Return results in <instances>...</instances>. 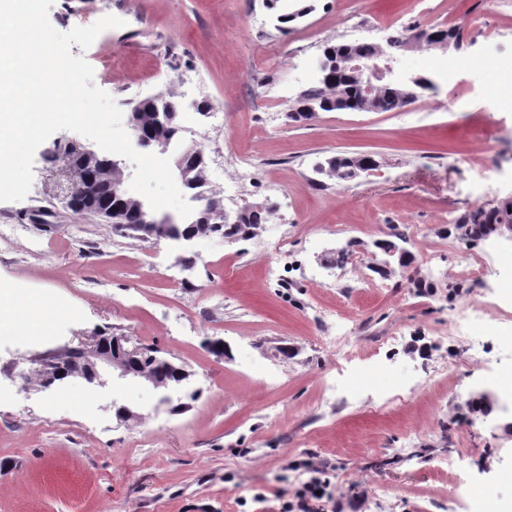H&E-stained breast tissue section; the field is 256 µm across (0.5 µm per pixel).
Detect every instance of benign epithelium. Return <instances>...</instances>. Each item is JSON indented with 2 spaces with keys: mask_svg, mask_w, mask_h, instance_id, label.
Segmentation results:
<instances>
[{
  "mask_svg": "<svg viewBox=\"0 0 512 512\" xmlns=\"http://www.w3.org/2000/svg\"><path fill=\"white\" fill-rule=\"evenodd\" d=\"M410 44L444 51L458 48L453 40L438 34L431 24L415 27L410 36ZM346 69L356 82L360 112L374 109L378 95L384 89L398 91L408 103L416 100L419 95L421 78L395 77L392 59L381 51L372 57L351 55ZM143 117L144 114L140 112L129 113L128 123L133 146L138 150L167 153L169 141L161 134V130L175 121L177 114L153 112L147 122ZM73 146L75 153L69 159L66 168L61 172L52 173L48 178L51 191L57 196L63 195L68 198L71 206L77 211L89 205L110 223L116 226L123 225L121 219L123 209L112 204L119 190V185L114 182L113 176H122V160L106 159L78 142L73 143ZM195 213L202 214L198 219L200 224L209 223V219L215 213L228 222L235 223L240 218L238 212L231 214L225 211L223 202L218 198H212L206 203L197 202ZM134 228L137 236L142 238L154 237L178 242H190L200 235H208L206 229L200 233L184 235L165 231L152 217L142 220L141 223L134 225ZM140 352L139 347L129 344L123 336H93L83 346L82 365L71 366L70 351L62 350L32 359V373L21 372L18 377L25 383L30 379L31 374L35 373L42 378L41 388L43 389H48L55 383L69 378H78L91 385L102 386L105 384V374L109 371L118 373L120 377L130 375L129 362L136 359Z\"/></svg>",
  "mask_w": 512,
  "mask_h": 512,
  "instance_id": "benign-epithelium-1",
  "label": "benign epithelium"
}]
</instances>
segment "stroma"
I'll use <instances>...</instances> for the list:
<instances>
[{
	"label": "stroma",
	"mask_w": 512,
	"mask_h": 512,
	"mask_svg": "<svg viewBox=\"0 0 512 512\" xmlns=\"http://www.w3.org/2000/svg\"><path fill=\"white\" fill-rule=\"evenodd\" d=\"M308 2L284 28L263 0H53L49 20L62 33L90 17L123 19L88 49L71 47L122 112L159 92L222 105L216 117L191 115L183 141L208 139L206 183L221 197L234 179L225 157L249 149L254 176L235 205L271 213L245 242L146 241L48 190L58 146L80 134L59 130L37 148L25 199L0 202V225L22 227L0 244V284L58 298L62 312L35 336L0 335V512H277V493L307 480L310 459L326 464L344 512H448L460 485L469 493L458 512H512V408L494 377L512 373V242L472 245L450 232L465 212L512 198V104L489 81L512 56V0ZM461 4L480 22L463 29L455 54L482 56L487 71L447 77L446 52L416 48L397 56L395 73L435 87L405 111L289 119L326 46L378 43L389 19L427 23ZM338 155L379 167L350 180L316 173ZM272 182L280 195L268 193ZM395 230L413 261L385 278L371 269L384 259L374 243ZM283 234L277 287L257 242ZM353 240L362 247L352 269L325 264ZM429 249L428 267L419 254ZM473 252L481 274L456 291ZM473 300L488 305L472 330L485 343L474 362L452 335ZM318 307L351 327L353 357L328 343ZM112 334L189 372L179 402L132 377L47 393L14 378L37 355ZM330 378L353 380L357 393L328 399ZM399 378L406 398L387 401ZM483 394L490 412L469 409ZM120 405L142 421L117 419Z\"/></svg>",
	"instance_id": "obj_1"
}]
</instances>
